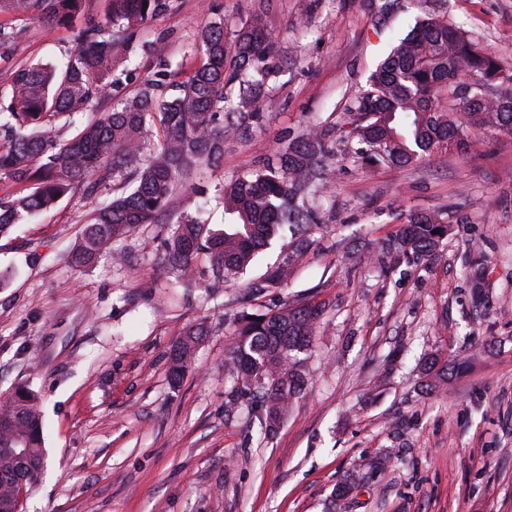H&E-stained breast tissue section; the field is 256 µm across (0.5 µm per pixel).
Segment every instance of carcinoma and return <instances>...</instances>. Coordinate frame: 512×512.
Returning a JSON list of instances; mask_svg holds the SVG:
<instances>
[{
    "label": "carcinoma",
    "instance_id": "carcinoma-1",
    "mask_svg": "<svg viewBox=\"0 0 512 512\" xmlns=\"http://www.w3.org/2000/svg\"><path fill=\"white\" fill-rule=\"evenodd\" d=\"M104 23L92 18L75 29V47L66 61L21 64L9 77L10 99L0 103V180L33 183L27 192L0 196V235L52 208L77 191L91 195L110 180L121 193L100 205L84 224L68 254L76 270L95 265L112 240L144 224H155L172 209L178 186L201 177L224 159V134L245 133L258 123L268 81L278 73L273 40L262 18L242 27L229 54L223 22L202 27L192 51L201 62L186 81L174 80L169 64L143 82L136 94L95 113L69 140L63 130L87 113L103 90L121 81L117 64L134 30L170 7V0H109ZM13 14H38L71 24L84 14L86 0H0ZM512 82L498 57L477 37L445 17L416 23L393 46L348 107L340 127H316L288 136V145L267 157L248 176L224 186V211L232 217L214 230L193 216L179 218L166 241L175 284L196 283L194 260L208 262L204 288L211 296L245 273L254 256L287 229L294 237L282 265L249 283L256 296L279 287L310 245L321 224L312 204L332 178V165L349 155L368 167H408L437 149L467 150L472 135L512 131ZM238 84L232 122L224 123V87ZM455 216L415 213L400 232L382 241L387 253L423 255L436 250ZM320 309L289 304L274 313L241 315L239 345L229 366L244 393L260 403L264 431L276 428L289 401L305 385V362ZM207 333L187 329L170 351V380L177 384ZM464 361L431 355L422 371L436 388ZM0 512L18 508L10 477L40 479L44 423L35 394L18 389L0 401ZM32 449L22 461L7 451L15 439Z\"/></svg>",
    "mask_w": 512,
    "mask_h": 512
}]
</instances>
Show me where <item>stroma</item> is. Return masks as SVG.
Instances as JSON below:
<instances>
[{
  "label": "stroma",
  "instance_id": "1",
  "mask_svg": "<svg viewBox=\"0 0 512 512\" xmlns=\"http://www.w3.org/2000/svg\"><path fill=\"white\" fill-rule=\"evenodd\" d=\"M275 41L279 73L249 132L224 140L208 188L180 191L170 215L113 242L131 266L102 258L77 272L67 255L99 202L62 199L0 237V396L39 398L46 468L19 512H512V134L474 136L394 169L346 157L314 201L322 218L286 287L247 293L289 252L277 239L212 299L173 287L163 260L170 226L205 213L223 228L226 182L307 125L343 124L345 107L417 20L436 14L469 30L512 74V0H173L138 27L108 97H132L168 59L187 80L197 30L222 20L234 42L255 14ZM19 34L0 58L9 73L58 63L74 30L0 10ZM455 213L437 250L380 251L411 213ZM481 261L485 276L466 272ZM302 299L324 307L305 358L307 384L271 435L227 362L241 312ZM208 329L179 384L169 349ZM467 368L425 387V354Z\"/></svg>",
  "mask_w": 512,
  "mask_h": 512
}]
</instances>
